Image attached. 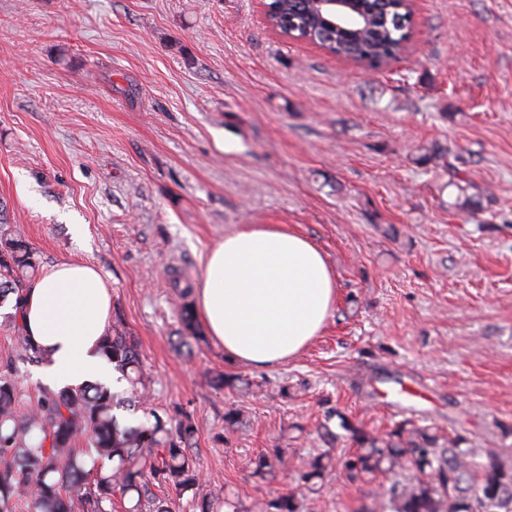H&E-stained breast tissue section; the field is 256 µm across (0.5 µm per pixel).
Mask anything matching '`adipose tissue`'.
Instances as JSON below:
<instances>
[{"mask_svg":"<svg viewBox=\"0 0 512 512\" xmlns=\"http://www.w3.org/2000/svg\"><path fill=\"white\" fill-rule=\"evenodd\" d=\"M336 280L325 255L303 234L278 224L225 231L206 255L195 307L207 337L229 362L272 367L298 355L334 310ZM112 294L93 266L56 263L26 284L25 332L47 358L58 387L108 376L97 346Z\"/></svg>","mask_w":512,"mask_h":512,"instance_id":"obj_1","label":"adipose tissue"}]
</instances>
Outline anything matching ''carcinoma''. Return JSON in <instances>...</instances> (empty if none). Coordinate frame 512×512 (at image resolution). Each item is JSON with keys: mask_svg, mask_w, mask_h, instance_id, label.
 I'll list each match as a JSON object with an SVG mask.
<instances>
[{"mask_svg": "<svg viewBox=\"0 0 512 512\" xmlns=\"http://www.w3.org/2000/svg\"><path fill=\"white\" fill-rule=\"evenodd\" d=\"M270 20L295 39L315 40L327 52L356 60L378 61L404 51L410 27L409 6L401 0H348L351 20L344 27L325 25L314 0H272ZM40 266L38 251L16 224L0 223V314L9 327L15 354L0 368V512L25 505L30 512H108L116 496L129 497L127 512H172L171 499L153 488L168 487L182 496L199 483L192 454L196 424L185 414L176 425L153 415L154 422L119 419L143 405L146 383L135 344L107 329L98 354L130 385L121 398L104 382L77 387L41 386L28 412L20 411L24 391L15 378L18 364L41 365L42 351L20 324L23 291ZM186 336L177 348L192 354L188 338H198L192 310L184 306ZM340 427L357 451L341 460L328 453L308 462L307 482L341 468L355 480L363 475H392L378 509L370 512H512V464L494 450L477 454L462 448L463 438L445 437L430 427L395 425L378 438L341 419ZM281 448L251 461L252 474L265 478L283 463ZM263 512H303L294 494L264 503Z\"/></svg>", "mask_w": 512, "mask_h": 512, "instance_id": "carcinoma-1", "label": "carcinoma"}]
</instances>
